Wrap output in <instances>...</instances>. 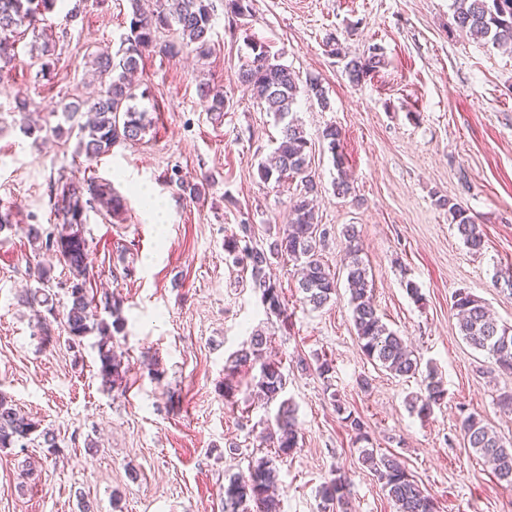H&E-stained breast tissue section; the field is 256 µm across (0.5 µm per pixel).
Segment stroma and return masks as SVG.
<instances>
[{"instance_id": "obj_1", "label": "stroma", "mask_w": 512, "mask_h": 512, "mask_svg": "<svg viewBox=\"0 0 512 512\" xmlns=\"http://www.w3.org/2000/svg\"><path fill=\"white\" fill-rule=\"evenodd\" d=\"M452 3L252 0L248 17L218 9L208 59L145 51L136 84L148 97L137 106L152 126L142 139L78 164L74 140L53 129L63 104L98 88L85 64L124 32L129 0H80L73 21L48 14L43 29L56 43L48 73L30 62L33 37L18 42L21 62L0 82V103L30 100L42 132L0 131V208L18 222L0 234V391L54 432L59 451L0 449V512H224L229 478L274 454L264 436L278 402L255 397L250 371L224 392L227 358L257 329L297 409L299 446L277 462L283 512H317L318 488L338 468L351 480L350 512H396L359 463L335 392L364 421L369 447L396 456L438 512H512V492L460 432L468 412L512 441V409L499 402L512 393V375L463 340L453 308L465 290L512 325V53L459 31ZM331 34L344 57L328 51ZM253 42L300 80H318L329 99L324 108L302 95L294 110L312 145L315 215L329 231L321 256L337 292L320 309L301 303L294 263L277 261L280 318L266 314L249 271L224 250L243 223L258 244L272 243L301 189L299 180L267 183L258 173L280 128L238 80ZM372 45L383 66L352 83L346 58ZM203 81L227 94L223 117L206 112ZM330 125L344 135L345 197L322 149ZM62 175L111 183L125 200L121 219L92 211L86 224L93 284L121 299L125 319L112 338L124 381L112 389L99 376L97 335L69 348L60 326L43 325L25 301L38 267L50 266L55 281L68 277L25 234L27 225L53 223L50 185ZM186 182L202 184L199 198ZM441 198L481 225L482 253L464 246ZM349 224L360 232L383 321L443 376L447 396L428 420L406 405L420 377L394 376L359 347L345 281ZM409 281L421 301L407 295ZM318 356L333 360L329 378L297 365Z\"/></svg>"}]
</instances>
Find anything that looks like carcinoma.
<instances>
[{"mask_svg": "<svg viewBox=\"0 0 512 512\" xmlns=\"http://www.w3.org/2000/svg\"><path fill=\"white\" fill-rule=\"evenodd\" d=\"M131 18L126 31L119 37L116 51L102 50L92 59L91 65L102 73L112 74L111 82L84 104L65 103L64 119L77 128L74 159L81 157L93 161L109 153L120 142H134L142 138L151 120L148 112L139 109L132 101L136 94L130 84V76L139 67L143 52L155 40L161 29L173 25L181 33V41L165 46L166 54L175 57L190 50L203 59L210 52V38L214 28V0H157V8L145 13L138 0H130ZM67 9V15L75 18L79 5L67 7V0H0V78L16 61V43L25 34L36 33L40 17L56 7ZM453 20L456 27L470 35L486 39L500 46L512 45V0H454ZM252 55L239 71V81L249 88L255 98L274 114L280 125L277 146L258 165L260 178L276 183L290 177H301L303 193L291 207L289 223L283 233L268 247L252 243L251 226L240 225V234L224 241V250L236 255L250 268L251 288L260 295L266 313L281 316L286 308L281 293L276 288L268 270L272 260L288 258L301 266L299 290L304 303L318 309L328 304L336 294L335 274L320 257L326 238V230L319 224L311 206L310 196L317 193V183L309 171L310 143L302 123L294 117L293 106L299 94L314 99L326 108L328 98L322 85L311 80L300 86L298 77L288 66L278 62L263 45H251ZM383 63L379 48L372 46L358 56L349 59L345 72L353 83H360ZM206 110L222 116L229 106L224 90L207 86L203 90ZM323 141L331 153L337 170L334 179L336 193L350 194L351 186L346 179L343 156L342 132L329 126L322 132ZM50 200L57 219L52 228L30 224L26 234L32 243L52 251L69 273L68 302L60 312L48 308L53 319L59 321L67 333V339L76 345L93 333L102 336L97 343L100 363L99 375L106 387H113L123 379L121 360L108 337L124 329L121 317V300L105 302L104 310L112 321L101 317L94 298L89 296L90 281L88 240L85 237L87 213L100 206L105 215L117 217L124 211L123 199L113 192L109 182L92 178H59L52 185ZM438 205L448 208L453 216L458 235L472 254L482 253L485 240L480 225L459 203L449 199L438 200ZM346 264V282L349 304L356 336L363 354L386 371L400 377H413L420 372V363L405 340L390 330L382 321L372 302L373 281L369 280L366 265L358 257L359 232L354 225L343 230ZM35 288L26 290V302L31 305L49 303L50 276L48 271L37 269ZM453 308L457 311L458 325L463 339L474 349L487 353L498 367L512 373V326L493 319L483 302L463 290L454 295ZM266 337L259 331L230 354V372L242 367L260 365L257 386L267 401L276 400L284 391L286 377L275 362H259L260 351ZM445 395L444 382L434 367L428 368L422 380L420 392L408 400L411 412L421 419L428 418L434 407L441 404ZM336 413L343 416L346 425L360 442L368 441L361 418L347 412L343 399L334 396ZM460 431L467 447L489 459L494 475L508 490H512V441H503L498 433L474 414L465 416ZM269 439L278 455L288 456L298 448L296 407L288 400L281 401L269 429ZM54 454L58 451L56 436L39 430V424L22 414L11 398L0 391V448H25L35 442ZM362 466L370 470L397 512H436L433 499L426 495L413 477L408 474L392 455L378 454L369 448L361 449L358 457ZM278 470L274 460L260 458L250 465L248 474L229 479L224 487V512H248L253 503L256 512H280L281 503L276 494ZM350 494V480L346 473L336 471V477L322 483L318 490L320 512H344Z\"/></svg>", "mask_w": 512, "mask_h": 512, "instance_id": "cac0c4a2", "label": "carcinoma"}]
</instances>
